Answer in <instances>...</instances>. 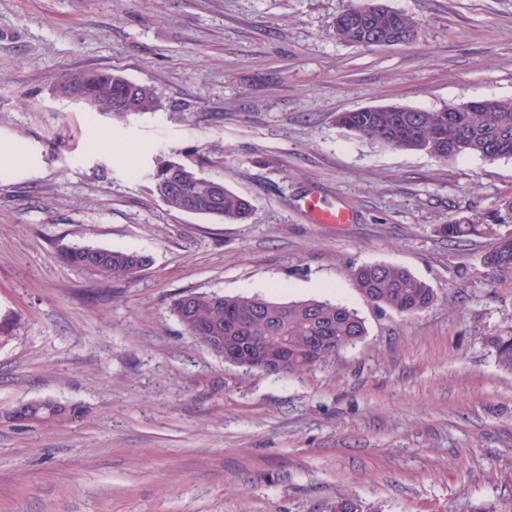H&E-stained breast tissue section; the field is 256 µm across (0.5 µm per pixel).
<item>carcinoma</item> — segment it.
Masks as SVG:
<instances>
[{
  "instance_id": "carcinoma-1",
  "label": "carcinoma",
  "mask_w": 512,
  "mask_h": 512,
  "mask_svg": "<svg viewBox=\"0 0 512 512\" xmlns=\"http://www.w3.org/2000/svg\"><path fill=\"white\" fill-rule=\"evenodd\" d=\"M366 10L374 27L381 31L397 22L414 35L416 21L380 3L353 0L349 11ZM336 38L357 47H374L376 42L357 39L340 26ZM58 88L63 94L85 102L99 112H156L161 104L151 87L119 75L93 72L64 78ZM337 124L372 143L424 152L440 161L478 156L495 161L512 159V99L466 100L434 110L402 105L366 106L342 112ZM156 192L169 208L191 215L243 223L253 211L251 202L224 183L188 168L168 162L152 176ZM448 242L464 245L473 237L487 239L481 256L494 274L512 275V231L501 232L491 224L469 220L440 227ZM72 268L105 280L128 279L133 269L151 263L148 255L97 246L72 247L62 254ZM360 292L374 305L403 316H414L430 308L434 291L417 280L406 268L369 263L353 270ZM190 304L182 298L173 302V315L189 336L214 351L222 346L239 347L241 337L248 346L269 351L288 349V372L297 373L335 356L342 349L360 343L367 334L358 313L329 300L276 302L264 297L190 293ZM497 364L512 372V332L489 337ZM69 407L51 399H33L22 413L41 424L71 421Z\"/></svg>"
}]
</instances>
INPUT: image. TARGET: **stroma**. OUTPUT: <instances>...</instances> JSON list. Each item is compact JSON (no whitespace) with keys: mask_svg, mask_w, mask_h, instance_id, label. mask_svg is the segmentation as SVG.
<instances>
[{"mask_svg":"<svg viewBox=\"0 0 512 512\" xmlns=\"http://www.w3.org/2000/svg\"><path fill=\"white\" fill-rule=\"evenodd\" d=\"M349 0H0V411L36 398L81 418L0 426V512H512V277L485 241L512 159L382 147L339 113L512 98V0H386L412 41L333 34ZM112 71L157 112H94L62 77ZM207 162L244 224L171 210L158 164ZM348 210L314 223L309 200ZM71 246L149 254L112 282ZM407 268L437 295L404 317L354 267ZM330 300L367 335L309 370L230 365L171 313L179 294ZM448 242L463 246L471 237L486 238L487 244L481 256L483 265L494 274L512 275V231L500 232L491 224H475L471 220L454 221L440 227ZM489 343L499 367L512 372V332L490 336Z\"/></svg>","mask_w":512,"mask_h":512,"instance_id":"35a3bbf8","label":"stroma"}]
</instances>
